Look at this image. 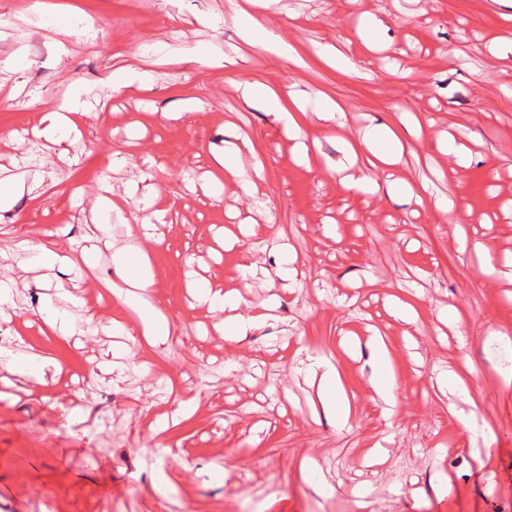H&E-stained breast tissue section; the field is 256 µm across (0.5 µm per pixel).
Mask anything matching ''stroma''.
<instances>
[{"mask_svg":"<svg viewBox=\"0 0 512 512\" xmlns=\"http://www.w3.org/2000/svg\"><path fill=\"white\" fill-rule=\"evenodd\" d=\"M243 4L292 56L244 40ZM502 12L497 0H0V179L15 188L0 205V280L17 283L0 336L56 359L42 385L0 371V512H512V281L466 247L512 261V48L486 47ZM364 15L383 23L371 52ZM188 47L202 62H181ZM121 68L150 79L113 91ZM246 80L340 106L338 123L308 112L311 163L277 113L242 98ZM73 94L84 117L66 131L50 104ZM407 113L425 128L406 136L403 164L373 191L344 189L334 168L355 131ZM448 134L465 165L437 151ZM234 153L261 164L255 188L225 179L217 159ZM419 172L471 221L394 191ZM228 227L246 231L229 248ZM41 240L54 266L37 262ZM130 243L148 253L179 346L126 334L112 253ZM84 248L93 266L75 262ZM198 284L273 315L225 339ZM396 299L416 318L390 314ZM35 310L67 316L66 333L47 337ZM377 331L398 378L390 419L372 386ZM325 360L350 403L342 429L319 393ZM451 372L475 381V403L449 392Z\"/></svg>","mask_w":512,"mask_h":512,"instance_id":"stroma-1","label":"stroma"}]
</instances>
